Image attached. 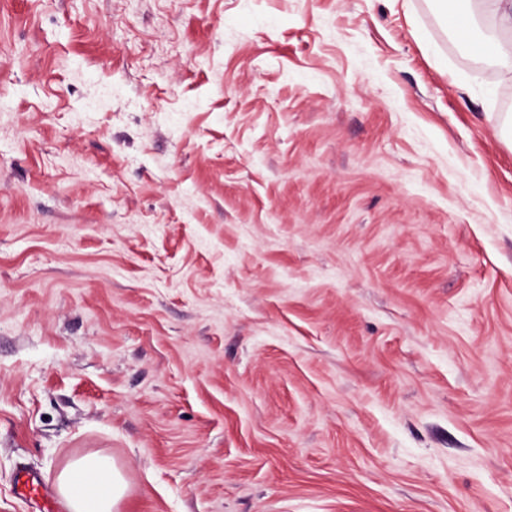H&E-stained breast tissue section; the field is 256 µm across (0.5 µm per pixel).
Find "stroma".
Segmentation results:
<instances>
[{"mask_svg": "<svg viewBox=\"0 0 512 512\" xmlns=\"http://www.w3.org/2000/svg\"><path fill=\"white\" fill-rule=\"evenodd\" d=\"M439 0H0V512H512V70ZM57 489L66 512H112L126 482L109 457L88 455L60 472Z\"/></svg>", "mask_w": 512, "mask_h": 512, "instance_id": "1", "label": "stroma"}]
</instances>
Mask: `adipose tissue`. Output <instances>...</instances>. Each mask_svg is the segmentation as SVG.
<instances>
[{"mask_svg": "<svg viewBox=\"0 0 512 512\" xmlns=\"http://www.w3.org/2000/svg\"><path fill=\"white\" fill-rule=\"evenodd\" d=\"M461 2L459 12L467 28L461 47L468 52L483 48L503 65L512 67V53L498 41L500 32L512 31V0H491V8L485 14L470 9V0ZM57 489L66 512H115L125 494L126 482L109 457L88 455L60 472Z\"/></svg>", "mask_w": 512, "mask_h": 512, "instance_id": "1", "label": "adipose tissue"}]
</instances>
